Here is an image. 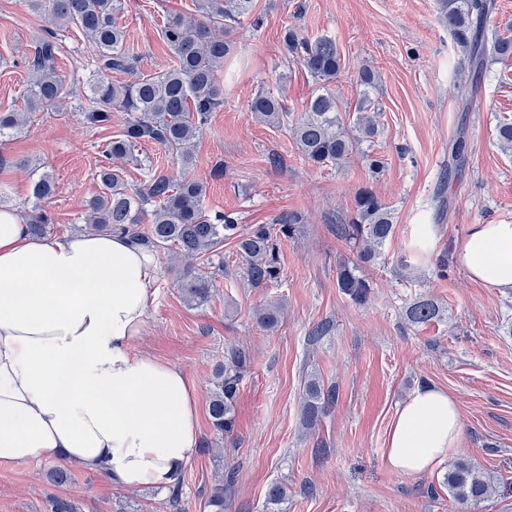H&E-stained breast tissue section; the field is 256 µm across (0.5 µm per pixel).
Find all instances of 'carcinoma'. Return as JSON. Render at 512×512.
Instances as JSON below:
<instances>
[{"label":"carcinoma","mask_w":512,"mask_h":512,"mask_svg":"<svg viewBox=\"0 0 512 512\" xmlns=\"http://www.w3.org/2000/svg\"><path fill=\"white\" fill-rule=\"evenodd\" d=\"M36 12H45L51 28L38 42L32 58L25 60L33 79L29 84L27 109L59 106L68 95L65 78L58 72L60 51L58 32L70 27L93 40L99 49L97 78L91 84V96L78 102L86 123L106 127L112 123V108L126 113L118 133L106 145V157L133 156L136 147L151 140L164 147L188 170L193 161V140L208 125L212 112L224 104V85L219 73L230 55L234 41L229 35L241 20L252 18L257 32L263 27L262 16L253 14L254 0H197L199 18L180 15L166 18L160 37L173 56V65L152 75H138L129 82L112 80L114 73H129L137 68V57L126 46V29L120 22L124 0H24ZM494 0H441L442 20L448 35L465 54L472 79L483 74L496 61L512 56V35L488 33ZM283 54L299 63L320 84L307 103L304 115L293 126V135L302 159L318 168L340 164L364 141L377 134L374 113L378 104L368 92L359 99L353 121L340 115L335 94L328 84L341 71V56L336 42L327 36L315 39L301 27L291 25L283 35ZM254 117L272 126L288 122L283 99L266 90L252 97ZM21 124V114L0 113V137L4 138ZM501 151L512 152V122L504 119L496 128ZM147 183L132 189L122 169L106 165L99 170L100 193L90 201L85 223L98 230L125 234L149 249H166L180 256L202 259L211 264L220 259L224 242L234 243L245 265L248 281L261 287L279 278L281 271L278 237H290L296 231L298 216L282 215L272 224H252L245 228L232 213L210 214L203 205V185L192 176L173 181L146 165ZM54 192V181L44 173L34 181L33 196L41 201ZM351 216L336 225V236L344 241L361 263H368L380 253L394 234L393 210L371 188L356 192ZM54 223L51 212L40 209L29 221L37 236ZM338 288L354 303L364 304L370 293L369 282L356 274V266L342 263L337 271ZM178 289L190 306H202L213 293L212 276L193 265L182 268ZM439 308L430 301L413 304L408 320L427 323L438 316ZM257 323L267 331L281 322L278 304H267L256 313ZM247 352L232 347L224 352V365L215 373L208 412L214 431L229 434L235 427L233 403L242 385ZM336 401V387H324L316 378L305 384L303 417L312 425ZM237 470L225 466L213 488L206 507L210 512H224V496L235 485ZM448 496L457 512H470L489 499L494 491L493 478L479 471L463 457L455 459L443 478ZM288 489L275 482L266 494L265 512H284Z\"/></svg>","instance_id":"cac0c4a2"}]
</instances>
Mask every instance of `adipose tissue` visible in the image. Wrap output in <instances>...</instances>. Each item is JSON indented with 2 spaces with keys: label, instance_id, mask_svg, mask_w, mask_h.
<instances>
[{
  "label": "adipose tissue",
  "instance_id": "obj_1",
  "mask_svg": "<svg viewBox=\"0 0 512 512\" xmlns=\"http://www.w3.org/2000/svg\"><path fill=\"white\" fill-rule=\"evenodd\" d=\"M459 258L473 280L512 291V224L473 225ZM158 267L128 236L41 239L0 208V465L52 455L123 488L175 482L199 446L196 388L133 349ZM460 432L453 397L420 388L395 414L385 460L432 472Z\"/></svg>",
  "mask_w": 512,
  "mask_h": 512
}]
</instances>
